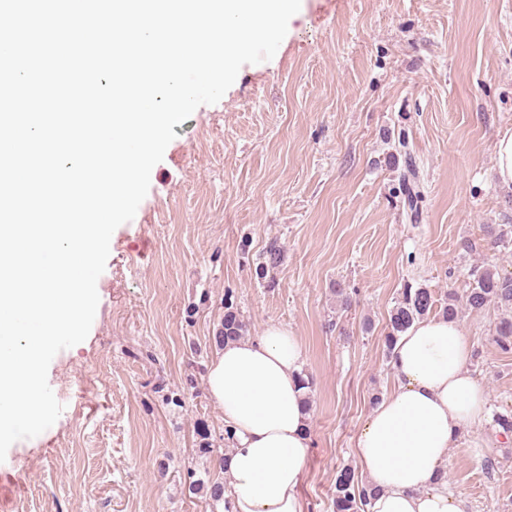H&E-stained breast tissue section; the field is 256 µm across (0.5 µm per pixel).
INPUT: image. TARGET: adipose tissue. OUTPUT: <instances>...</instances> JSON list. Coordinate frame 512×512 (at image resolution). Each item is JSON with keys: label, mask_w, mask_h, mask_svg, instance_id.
Wrapping results in <instances>:
<instances>
[{"label": "adipose tissue", "mask_w": 512, "mask_h": 512, "mask_svg": "<svg viewBox=\"0 0 512 512\" xmlns=\"http://www.w3.org/2000/svg\"><path fill=\"white\" fill-rule=\"evenodd\" d=\"M472 344L457 321L433 317L400 336L396 385L368 415L354 454L375 493L367 512H469L439 477L461 431L486 412L482 384L468 367ZM304 349L290 330L224 344L208 366L210 398L234 435L222 482L234 512H305L301 487L311 454Z\"/></svg>", "instance_id": "obj_1"}]
</instances>
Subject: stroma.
<instances>
[{"instance_id": "35a3bbf8", "label": "stroma", "mask_w": 512, "mask_h": 512, "mask_svg": "<svg viewBox=\"0 0 512 512\" xmlns=\"http://www.w3.org/2000/svg\"><path fill=\"white\" fill-rule=\"evenodd\" d=\"M174 131L112 235L87 338L49 366L62 413L0 463V512H211L188 485L221 480L229 448L205 382L228 302L249 335L276 323L304 347L302 497L332 512L372 398L395 386L384 336L404 284L442 303L471 266L512 273V245L486 243L487 225H512L494 152L512 133V0H302L274 57ZM273 241L283 263L263 277ZM501 315L457 316L489 400L443 464L471 512H512V436L494 422L512 408V354L491 341Z\"/></svg>"}]
</instances>
